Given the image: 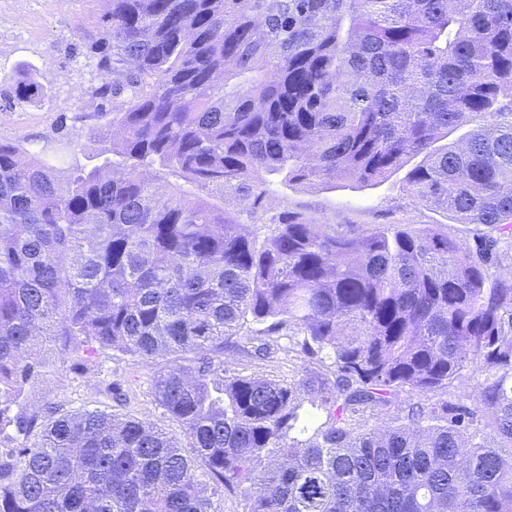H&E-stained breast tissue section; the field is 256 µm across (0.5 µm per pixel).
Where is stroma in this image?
<instances>
[{
  "mask_svg": "<svg viewBox=\"0 0 512 512\" xmlns=\"http://www.w3.org/2000/svg\"><path fill=\"white\" fill-rule=\"evenodd\" d=\"M101 0H0V141L45 155L59 171L92 167L101 161V142L90 139L97 101L96 60L77 35L80 23L100 17ZM43 78L46 95L37 103L16 105L6 92L25 72ZM406 169L377 183L273 182V208L302 210L337 229L350 225H440L449 236L471 239L474 225L461 224L447 213L421 205L404 190ZM80 351L66 358L48 354L46 372L32 389V401L55 402L65 409L112 410L110 388L120 383L127 402L123 413L169 427L152 396V370L115 352L100 353L93 369L79 364Z\"/></svg>",
  "mask_w": 512,
  "mask_h": 512,
  "instance_id": "35a3bbf8",
  "label": "stroma"
}]
</instances>
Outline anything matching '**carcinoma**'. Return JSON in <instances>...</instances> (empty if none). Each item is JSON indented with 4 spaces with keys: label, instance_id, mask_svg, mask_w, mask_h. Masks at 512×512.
Returning a JSON list of instances; mask_svg holds the SVG:
<instances>
[{
    "label": "carcinoma",
    "instance_id": "cac0c4a2",
    "mask_svg": "<svg viewBox=\"0 0 512 512\" xmlns=\"http://www.w3.org/2000/svg\"><path fill=\"white\" fill-rule=\"evenodd\" d=\"M106 3L102 162L0 142V512H512V0ZM416 157L406 192L474 243L268 207L267 175ZM283 338L288 379L224 366ZM79 341L152 368L180 436L31 404L38 349Z\"/></svg>",
    "mask_w": 512,
    "mask_h": 512
}]
</instances>
